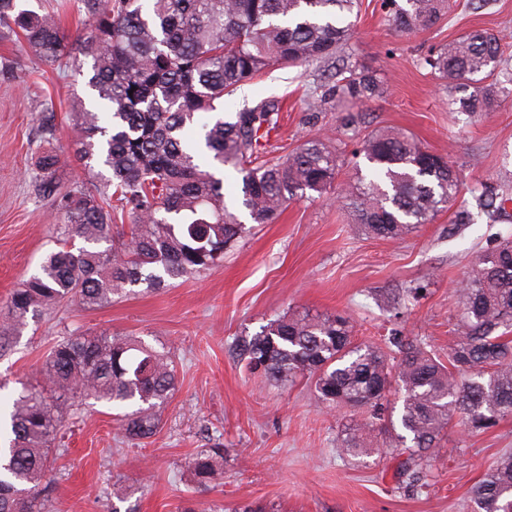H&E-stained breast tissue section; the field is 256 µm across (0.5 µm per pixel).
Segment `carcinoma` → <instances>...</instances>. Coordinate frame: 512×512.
<instances>
[{
	"label": "carcinoma",
	"mask_w": 512,
	"mask_h": 512,
	"mask_svg": "<svg viewBox=\"0 0 512 512\" xmlns=\"http://www.w3.org/2000/svg\"><path fill=\"white\" fill-rule=\"evenodd\" d=\"M77 0L82 32L71 37L53 11L38 14L21 0H0V27L20 33L29 50L52 65L90 63L96 110L69 113L68 148L41 153L33 190L61 218L58 246L13 291L0 348L28 318L63 306L94 310L139 284L148 289L185 281L224 262V252L249 229L229 211L224 183L206 169L211 160L242 175L241 207L254 224L271 223L298 193L322 194L339 174L335 147L312 138L276 156L279 100L238 102L236 95L273 65L328 64L351 37L358 0ZM401 33L434 27L449 0H391ZM502 63L501 38L470 31L425 59L450 88L461 112H488L496 90L484 80ZM383 93L376 77L336 68V83L317 99L363 102ZM230 101L229 118L215 114ZM357 173L341 199L369 237L408 235L455 200L457 173L447 158L411 135L382 129L368 134ZM82 176L69 186L55 173L69 162ZM508 189L476 197L497 211ZM128 217L129 230L117 217ZM461 313L443 363L418 339H398L396 364L382 348L361 344L344 315L291 313L274 318L234 351L271 384L307 377L325 408L352 417L341 451L374 452L368 434L392 383L402 391L397 439L407 451L399 475L407 490L426 484L441 436L452 424L485 432L512 416V241L484 250L457 289ZM40 385H22L0 421V512H45L50 473L63 449L51 447L82 401L120 411L127 438L159 431L174 395L173 360L130 336L73 334L47 355ZM224 444L188 458L196 483L218 474ZM474 512H512V452L502 453L471 488Z\"/></svg>",
	"instance_id": "obj_1"
}]
</instances>
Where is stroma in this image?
<instances>
[{"label":"stroma","instance_id":"obj_1","mask_svg":"<svg viewBox=\"0 0 512 512\" xmlns=\"http://www.w3.org/2000/svg\"><path fill=\"white\" fill-rule=\"evenodd\" d=\"M483 29L502 40L512 66V0L474 8L456 0L431 29L394 30L387 0H359L343 58L373 72L381 96L315 113L308 91L322 67H271L244 93L283 99L282 128L272 142L286 154L314 136L331 139L339 181L352 178L363 138L393 128L411 134L458 169L462 190L451 207L403 239L368 237L352 223L336 190L296 196L271 224L254 227L222 266L159 289L133 288L111 305L74 306L28 320L0 351V397L18 381L37 383L50 348L72 333L129 335L171 352L178 387L153 438L134 443L111 410L94 406L57 434L63 448L53 477L54 512H225L256 502L273 512H472V486L503 450L512 449V417L484 433L448 429L427 488L401 489L400 449L384 435L374 453L347 457L339 446L349 419L318 405L303 378L275 387L246 371L230 350L291 311L342 313L358 341L384 346L387 337L419 338L447 357L458 314L456 287L478 255L512 237V210L495 219L456 223L474 210L472 189L512 175V84L500 82L491 111L459 112L425 58L449 40ZM88 71L37 60L14 34L0 33V318L21 280L56 245L58 219L30 184L44 147L40 119L53 113L67 145L69 112L90 105ZM222 442L224 465L208 488L197 486L186 456Z\"/></svg>","mask_w":512,"mask_h":512}]
</instances>
